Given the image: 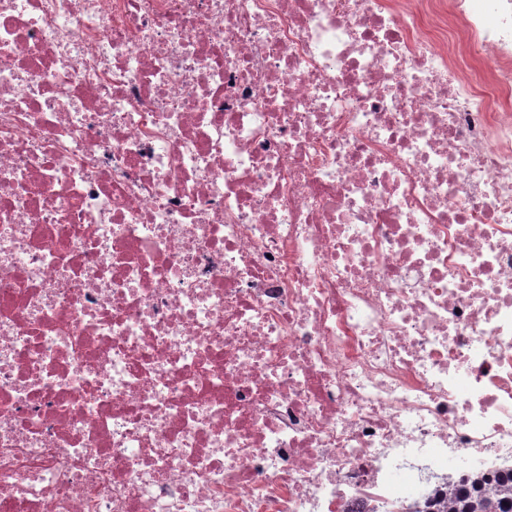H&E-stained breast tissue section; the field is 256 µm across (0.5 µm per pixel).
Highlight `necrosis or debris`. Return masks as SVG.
I'll list each match as a JSON object with an SVG mask.
<instances>
[{
	"label": "necrosis or debris",
	"mask_w": 512,
	"mask_h": 512,
	"mask_svg": "<svg viewBox=\"0 0 512 512\" xmlns=\"http://www.w3.org/2000/svg\"><path fill=\"white\" fill-rule=\"evenodd\" d=\"M0 0V512H424L512 460V0Z\"/></svg>",
	"instance_id": "4bbe7bcc"
}]
</instances>
